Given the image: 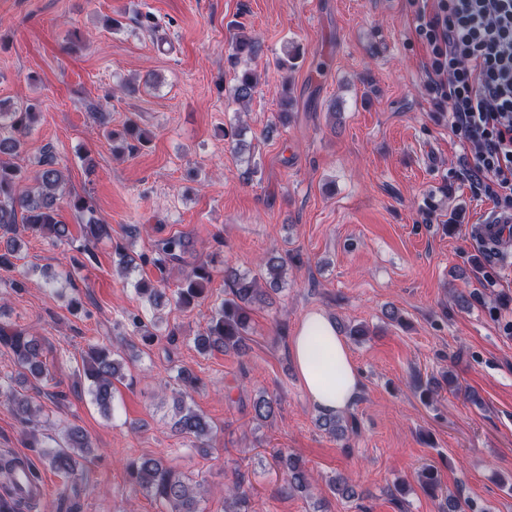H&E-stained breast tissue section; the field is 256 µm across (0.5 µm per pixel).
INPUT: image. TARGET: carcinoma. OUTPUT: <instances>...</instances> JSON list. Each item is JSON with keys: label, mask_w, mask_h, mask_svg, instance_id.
Returning a JSON list of instances; mask_svg holds the SVG:
<instances>
[{"label": "carcinoma", "mask_w": 512, "mask_h": 512, "mask_svg": "<svg viewBox=\"0 0 512 512\" xmlns=\"http://www.w3.org/2000/svg\"><path fill=\"white\" fill-rule=\"evenodd\" d=\"M260 51L259 41L254 37L241 36L234 44V60L249 63L257 58ZM258 83L257 74L251 68H244L235 74V86L232 89L236 102L249 101ZM36 119L31 107L12 109L8 112L0 108V155H13L21 151L24 138ZM112 141H121V146L113 150L134 151L137 145L148 143V137L137 123L131 121L123 132L110 133ZM39 171L35 181L37 187L23 193L17 192L18 184L25 178L18 167L0 160V267L12 265V258L18 253V228L34 235L49 239L53 244L73 242L68 225L59 220L58 201L64 196L65 178L55 154L48 150L38 161ZM163 259L171 262H186L189 254L188 242L181 236H170L159 243ZM120 256L121 274L131 271L149 262L145 255L137 258L129 256L123 248H117ZM286 261L277 256L267 259L264 269L254 276L240 272L233 266L224 267V283L229 288L228 296L213 310L205 331L195 337L198 352L207 354L214 350H239L245 336L251 328L252 307L266 301L269 292L279 290L285 274ZM211 269L204 260L192 265L184 282L175 291V303L180 307H190L204 297L205 284L211 281ZM139 294L149 298L152 305L163 303L166 289L159 288L142 278L136 282ZM129 321L134 331L141 336L143 343L149 344L159 329V321L145 323L141 316L133 315ZM0 346L10 350L16 367V381L19 383L41 384L48 378L46 366L42 360L40 338L26 331L7 329L0 326ZM82 374L89 381L88 394L92 403L104 416L111 414L116 384L123 382V357L118 349L100 343L90 344L82 356ZM11 404L20 421L33 423L40 408L26 395L19 393L11 384L0 381V398ZM175 428L198 443H203L212 433L209 420L182 399L175 402ZM254 419L264 423L273 419L278 411V403L261 392L253 402ZM319 426L330 433L344 437L357 430L356 421L351 414L323 415L318 419ZM42 462L55 472L69 477L80 463L94 459L95 448L90 437L77 427H67L60 432L53 444L39 443ZM31 468L23 459L11 455L0 457V475L13 482L16 468ZM127 472L133 484L148 497L158 502L163 512H201V497L196 486L182 474L172 470L161 460L141 457L127 465ZM422 487L430 494L441 489L437 471L432 467L424 468L420 473ZM284 481L289 489L310 493L311 475L302 468L291 455L285 458ZM331 492L343 499L355 497L352 485L342 477L327 481ZM248 492L241 482L236 481L228 489L225 497V512H249L245 509ZM22 499L14 493V488L0 495V512H19ZM449 512H474L472 500L461 494H448Z\"/></svg>", "instance_id": "obj_1"}]
</instances>
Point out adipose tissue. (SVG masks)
<instances>
[{"label":"adipose tissue","instance_id":"ef3b65f1","mask_svg":"<svg viewBox=\"0 0 512 512\" xmlns=\"http://www.w3.org/2000/svg\"><path fill=\"white\" fill-rule=\"evenodd\" d=\"M291 356L310 402L326 414L352 407L361 388L358 370L335 322L307 314L291 341Z\"/></svg>","mask_w":512,"mask_h":512}]
</instances>
